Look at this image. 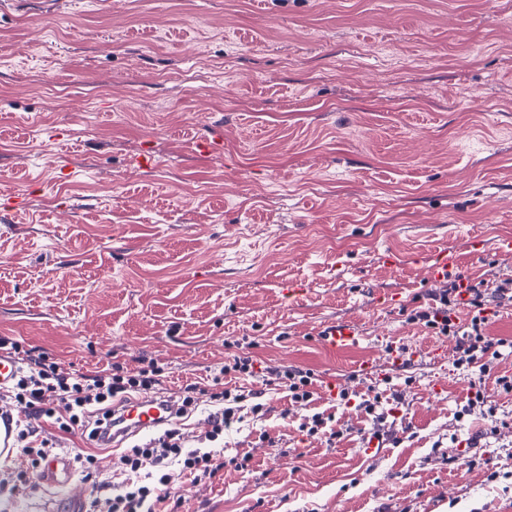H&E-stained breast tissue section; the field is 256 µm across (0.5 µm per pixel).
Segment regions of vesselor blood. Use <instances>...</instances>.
Masks as SVG:
<instances>
[{"label": "vessel or blood", "instance_id": "obj_1", "mask_svg": "<svg viewBox=\"0 0 512 512\" xmlns=\"http://www.w3.org/2000/svg\"><path fill=\"white\" fill-rule=\"evenodd\" d=\"M420 263L429 279L439 282L450 270L458 268L460 257L449 248H441L421 258ZM323 342L332 349H344L359 342L357 327L350 322L337 321L326 326ZM177 416V401L174 396L145 395L120 404L112 416L111 437H97L92 441L98 448H119L125 440L145 436L171 424ZM42 483L61 488L68 500L78 503L82 496L73 486V461L70 456L58 455L40 468Z\"/></svg>", "mask_w": 512, "mask_h": 512}]
</instances>
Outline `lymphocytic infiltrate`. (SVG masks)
<instances>
[{
  "mask_svg": "<svg viewBox=\"0 0 512 512\" xmlns=\"http://www.w3.org/2000/svg\"><path fill=\"white\" fill-rule=\"evenodd\" d=\"M431 298L432 306L412 310L410 322L420 323L439 336L458 337L457 366L494 378L500 391L511 394L512 375L497 374L496 362L501 350L512 349V339L489 338L484 294L476 288L463 289L454 281L432 293ZM460 305L466 306L470 315L464 325L458 323L455 315ZM2 350L21 359L10 397L31 415L30 421L18 424L17 440L36 467L51 455L54 446L46 439L35 440L34 419H55L59 430L65 433L83 430L89 426L95 407H111L113 401L131 393H158L161 384L162 372L151 360L141 361L133 369L112 362L90 373L67 372L45 354L22 350L13 338L0 336ZM233 372L255 376L253 357L233 356L220 374L203 387V394L209 396L216 409L209 416L204 435L198 438V448H189L183 433L174 427L126 449L118 458L121 480L117 491L97 493L87 512H167L168 490L179 480L186 478L197 483L219 478L224 470L220 453L224 432L237 422L242 400L241 394L223 383L225 375Z\"/></svg>",
  "mask_w": 512,
  "mask_h": 512,
  "instance_id": "1",
  "label": "lymphocytic infiltrate"
}]
</instances>
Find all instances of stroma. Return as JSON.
Returning <instances> with one entry per match:
<instances>
[{
  "instance_id": "stroma-1",
  "label": "stroma",
  "mask_w": 512,
  "mask_h": 512,
  "mask_svg": "<svg viewBox=\"0 0 512 512\" xmlns=\"http://www.w3.org/2000/svg\"><path fill=\"white\" fill-rule=\"evenodd\" d=\"M509 235L512 0H0V336L70 371L151 359L170 392L234 355L263 369L232 382L223 475L180 482L177 512H512V394L486 379L497 436L457 419L456 338L436 367L407 320L444 245L512 338V255L469 252ZM386 289L401 303L376 306ZM339 320L361 341L333 351ZM288 368L317 375L311 403ZM335 380L395 416L339 405ZM317 412L335 439L301 434ZM8 461L0 512L55 507ZM315 373L311 370L289 368L277 374L278 386L288 392V397L295 403L311 402L313 391L311 386L317 380Z\"/></svg>"
}]
</instances>
